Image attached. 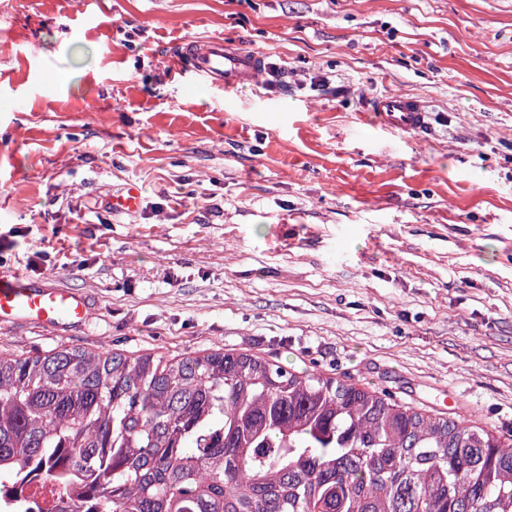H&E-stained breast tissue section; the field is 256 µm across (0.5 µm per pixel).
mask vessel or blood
<instances>
[{
	"instance_id": "b4317fda",
	"label": "vessel or blood",
	"mask_w": 512,
	"mask_h": 512,
	"mask_svg": "<svg viewBox=\"0 0 512 512\" xmlns=\"http://www.w3.org/2000/svg\"><path fill=\"white\" fill-rule=\"evenodd\" d=\"M189 68L199 82L234 91L253 83L265 61L259 54L233 46L220 37L190 40L175 60ZM367 110L372 122L385 130L418 132L427 126L424 102L402 94L377 95ZM89 299L61 285H48L20 273L0 272V327L20 324L53 330L88 323Z\"/></svg>"
}]
</instances>
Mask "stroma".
Segmentation results:
<instances>
[{
	"instance_id": "35a3bbf8",
	"label": "stroma",
	"mask_w": 512,
	"mask_h": 512,
	"mask_svg": "<svg viewBox=\"0 0 512 512\" xmlns=\"http://www.w3.org/2000/svg\"><path fill=\"white\" fill-rule=\"evenodd\" d=\"M220 35L270 69L171 64ZM1 270L96 302L5 352L234 350L511 433L512 0H0ZM367 112H371L372 123L385 130L419 132L428 124V111L424 102L417 97L402 94L372 97Z\"/></svg>"
}]
</instances>
